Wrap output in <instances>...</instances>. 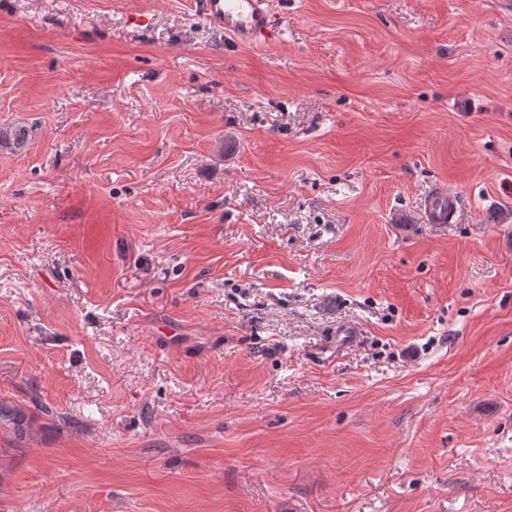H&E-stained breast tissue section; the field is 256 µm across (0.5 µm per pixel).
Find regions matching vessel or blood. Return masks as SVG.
Returning <instances> with one entry per match:
<instances>
[{"label":"vessel or blood","instance_id":"1","mask_svg":"<svg viewBox=\"0 0 512 512\" xmlns=\"http://www.w3.org/2000/svg\"><path fill=\"white\" fill-rule=\"evenodd\" d=\"M202 9L213 27L237 44L259 46L276 36L272 0H202ZM457 212V199L450 192L438 190L431 195L427 204L430 223H450Z\"/></svg>","mask_w":512,"mask_h":512}]
</instances>
